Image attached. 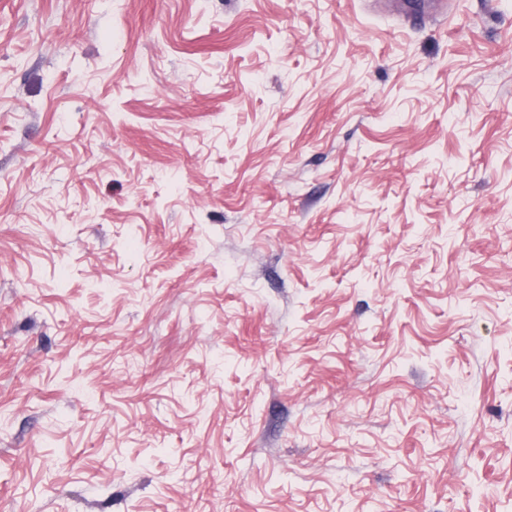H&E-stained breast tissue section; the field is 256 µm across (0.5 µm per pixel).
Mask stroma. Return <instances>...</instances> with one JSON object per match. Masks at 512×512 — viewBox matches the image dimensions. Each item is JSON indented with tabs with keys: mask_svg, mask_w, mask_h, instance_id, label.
Instances as JSON below:
<instances>
[{
	"mask_svg": "<svg viewBox=\"0 0 512 512\" xmlns=\"http://www.w3.org/2000/svg\"><path fill=\"white\" fill-rule=\"evenodd\" d=\"M0 0V512H512V0Z\"/></svg>",
	"mask_w": 512,
	"mask_h": 512,
	"instance_id": "stroma-1",
	"label": "stroma"
}]
</instances>
